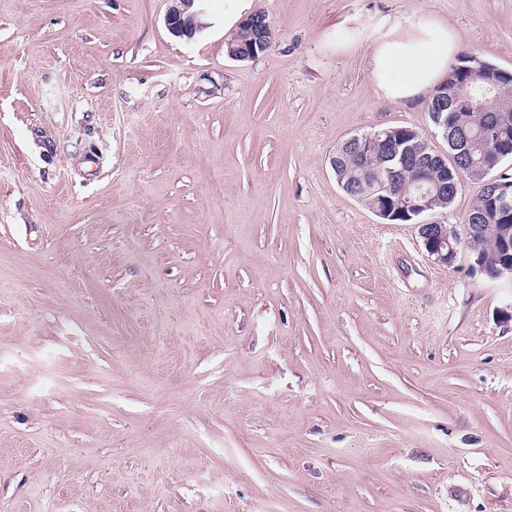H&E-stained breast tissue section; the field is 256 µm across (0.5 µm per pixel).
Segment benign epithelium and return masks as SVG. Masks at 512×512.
Instances as JSON below:
<instances>
[{"label":"benign epithelium","instance_id":"benign-epithelium-1","mask_svg":"<svg viewBox=\"0 0 512 512\" xmlns=\"http://www.w3.org/2000/svg\"><path fill=\"white\" fill-rule=\"evenodd\" d=\"M196 2L198 0H171L165 22L174 36L191 39L205 27L201 20L202 11L195 7ZM244 23L250 31L251 38L247 44L229 48L228 56L235 60L250 58L257 48H269L272 40L268 22L250 15L244 19ZM435 95L440 101L448 103V107H443L433 114L436 126L446 135L448 128L452 127L449 113L471 103L469 84L459 80L452 70L437 85ZM502 126L501 115L483 104L478 108L477 116L472 122L471 135L458 140L454 148L455 157L465 160L466 170L479 178L489 204L499 212L502 220L507 221L512 218V179L496 173V167L512 158V139L502 136ZM472 137L483 139L489 145V148L477 158L471 151ZM382 146L389 147L392 153L399 155L400 161L413 165L420 172V178L406 188V194L413 199L411 208L412 217L415 218L414 225L428 258L451 267L457 261L458 247L462 240L483 237L492 232L491 225L481 223L478 215L473 216L472 223L465 224L460 229L454 224L447 223L446 212L436 210V205H444L454 200L458 191L457 183L448 180L445 173L439 178L431 176V171L441 169L448 157L435 150L428 140L413 128L384 129L362 137L353 135L337 147L335 154L330 158V165L334 169L337 168L341 158L349 152L358 158L360 167L363 168L365 161ZM391 191L392 182H374L364 176L360 179V188L353 194V198L364 202L373 194L382 198ZM501 245L503 257L499 265H490L481 256L473 254L472 269L491 280L512 278V244L504 239Z\"/></svg>","mask_w":512,"mask_h":512}]
</instances>
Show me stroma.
Listing matches in <instances>:
<instances>
[{
	"instance_id": "35a3bbf8",
	"label": "stroma",
	"mask_w": 512,
	"mask_h": 512,
	"mask_svg": "<svg viewBox=\"0 0 512 512\" xmlns=\"http://www.w3.org/2000/svg\"><path fill=\"white\" fill-rule=\"evenodd\" d=\"M0 0V512H512V281L427 257L329 158L432 17L512 73V0ZM199 1L204 0H171L165 22L174 36L192 39L205 27L201 20L202 11L195 7ZM255 15H257V13L248 16L243 21L241 20L244 17L240 16L237 20L229 22V26H231L234 23V21H236V26L234 30L237 28V26L239 27L240 25L246 23L251 34V38L249 40L239 45L242 42V40L247 38V29L241 26L240 29L237 32H235V34L231 38L227 40L226 52L228 51V56L230 58L235 60L248 59L251 58L252 55H254L256 47H258L260 50H263L264 48H269L272 40V31L270 28V24L268 23V21H264L262 18L260 19ZM240 21L241 23L238 25ZM248 41L249 44L247 45L246 42ZM237 45L239 46L234 48V46ZM230 46L233 47L229 48Z\"/></svg>"
}]
</instances>
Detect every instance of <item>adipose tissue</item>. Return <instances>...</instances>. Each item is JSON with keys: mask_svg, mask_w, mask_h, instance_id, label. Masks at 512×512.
<instances>
[{"mask_svg": "<svg viewBox=\"0 0 512 512\" xmlns=\"http://www.w3.org/2000/svg\"><path fill=\"white\" fill-rule=\"evenodd\" d=\"M459 48L457 34L432 19L375 42L369 64L380 97L390 102L417 97L447 74Z\"/></svg>", "mask_w": 512, "mask_h": 512, "instance_id": "ef3b65f1", "label": "adipose tissue"}]
</instances>
